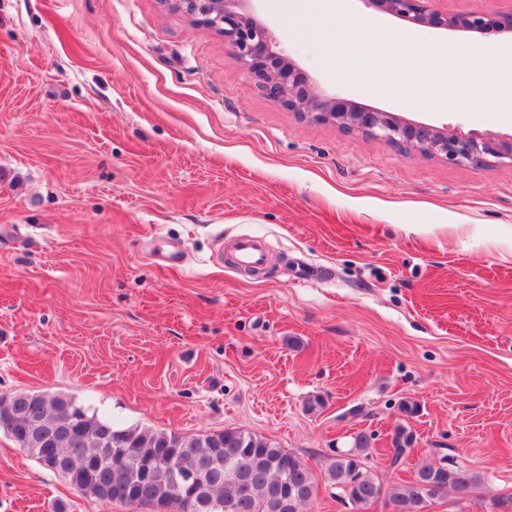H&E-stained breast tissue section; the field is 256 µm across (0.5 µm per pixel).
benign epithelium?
Segmentation results:
<instances>
[{"mask_svg": "<svg viewBox=\"0 0 512 512\" xmlns=\"http://www.w3.org/2000/svg\"><path fill=\"white\" fill-rule=\"evenodd\" d=\"M206 29L234 44L241 62L275 103L313 123L330 124L438 157L457 166H512V134L491 136L410 122L385 110L325 94L286 54L276 49L268 28L244 8V0H170ZM408 24L436 29L480 32L496 27L512 32V12L450 15L430 6L432 0H364Z\"/></svg>", "mask_w": 512, "mask_h": 512, "instance_id": "7a95c632", "label": "benign epithelium"}]
</instances>
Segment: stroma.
I'll list each match as a JSON object with an SVG mask.
<instances>
[{
  "label": "stroma",
  "instance_id": "35a3bbf8",
  "mask_svg": "<svg viewBox=\"0 0 512 512\" xmlns=\"http://www.w3.org/2000/svg\"><path fill=\"white\" fill-rule=\"evenodd\" d=\"M292 2L251 8L328 95L512 133V114L371 90L358 30ZM239 236L264 242L265 275L214 261ZM18 391L120 428L272 439L320 481L307 512H353L323 477L360 431L384 486L444 457L484 476L427 512H495L512 494V167L302 121L164 0H0V396ZM399 424L413 443L393 469ZM0 512L136 510L0 432Z\"/></svg>",
  "mask_w": 512,
  "mask_h": 512
}]
</instances>
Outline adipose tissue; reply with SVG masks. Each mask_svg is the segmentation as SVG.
I'll return each mask as SVG.
<instances>
[{
	"label": "adipose tissue",
	"instance_id": "adipose-tissue-1",
	"mask_svg": "<svg viewBox=\"0 0 512 512\" xmlns=\"http://www.w3.org/2000/svg\"><path fill=\"white\" fill-rule=\"evenodd\" d=\"M389 40L397 54L386 59L382 69L392 85H401L406 80L399 67L405 57H416L423 65L432 58L439 62L436 81L416 89L412 104L441 106L448 99H459L460 86L466 83L472 89L470 101L484 102L496 112H512V71L503 72L491 65L493 59L512 58L508 45L489 41L468 53L453 43L421 36L407 27L393 30Z\"/></svg>",
	"mask_w": 512,
	"mask_h": 512
}]
</instances>
